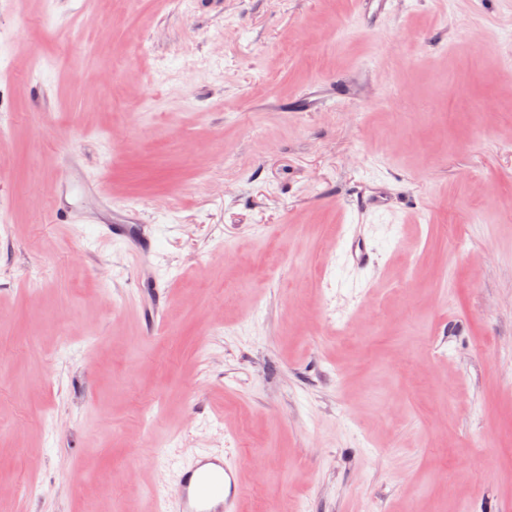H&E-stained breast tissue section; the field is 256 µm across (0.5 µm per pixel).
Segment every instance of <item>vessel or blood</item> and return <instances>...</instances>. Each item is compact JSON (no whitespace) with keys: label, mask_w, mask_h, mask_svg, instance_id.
Wrapping results in <instances>:
<instances>
[{"label":"vessel or blood","mask_w":512,"mask_h":512,"mask_svg":"<svg viewBox=\"0 0 512 512\" xmlns=\"http://www.w3.org/2000/svg\"><path fill=\"white\" fill-rule=\"evenodd\" d=\"M241 494L234 465L208 451L181 467L173 489L180 512H237Z\"/></svg>","instance_id":"obj_1"}]
</instances>
